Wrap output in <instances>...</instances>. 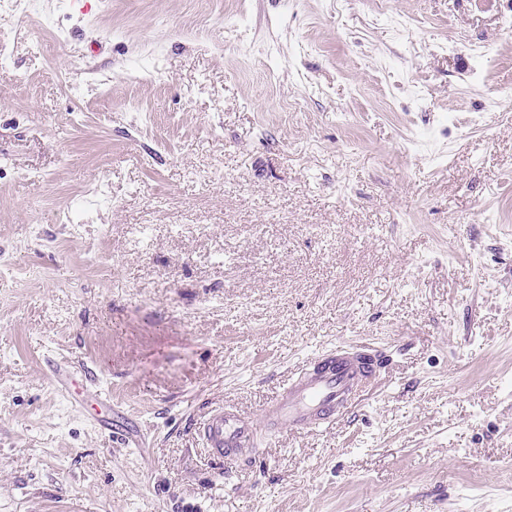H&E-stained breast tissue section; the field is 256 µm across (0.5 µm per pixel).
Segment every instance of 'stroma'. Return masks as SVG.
<instances>
[{
	"label": "stroma",
	"instance_id": "obj_1",
	"mask_svg": "<svg viewBox=\"0 0 512 512\" xmlns=\"http://www.w3.org/2000/svg\"><path fill=\"white\" fill-rule=\"evenodd\" d=\"M0 44V512H512V0H0ZM366 343L335 425L209 460ZM391 363L384 350L339 345L304 365L259 414L234 405L210 409L197 429L211 460L248 461L261 431L310 432L336 423L352 395ZM47 369L50 379H55L57 382L58 389L61 390L74 405H80L81 400L77 397L75 390L72 389V387L76 386L73 380L74 371H76V374L82 377L84 376L86 380L88 379L87 374L89 376V372L76 369L66 360L51 361L47 364Z\"/></svg>",
	"mask_w": 512,
	"mask_h": 512
}]
</instances>
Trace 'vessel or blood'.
I'll use <instances>...</instances> for the list:
<instances>
[{
    "mask_svg": "<svg viewBox=\"0 0 512 512\" xmlns=\"http://www.w3.org/2000/svg\"><path fill=\"white\" fill-rule=\"evenodd\" d=\"M376 348L339 345L303 366L261 410L251 414L233 405L210 409L198 432L211 460L232 464L249 460L259 432H310L335 424L352 395L389 364ZM50 379L68 398H75L74 368L65 360L49 362Z\"/></svg>",
    "mask_w": 512,
    "mask_h": 512,
    "instance_id": "vessel-or-blood-1",
    "label": "vessel or blood"
}]
</instances>
